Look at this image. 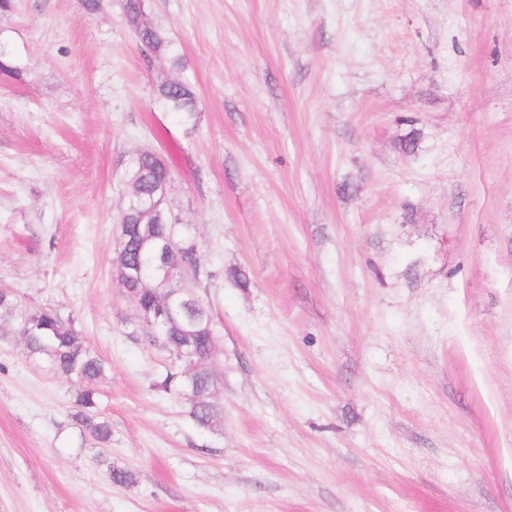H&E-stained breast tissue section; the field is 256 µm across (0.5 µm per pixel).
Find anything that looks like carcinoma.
Segmentation results:
<instances>
[{
	"label": "carcinoma",
	"instance_id": "obj_1",
	"mask_svg": "<svg viewBox=\"0 0 512 512\" xmlns=\"http://www.w3.org/2000/svg\"><path fill=\"white\" fill-rule=\"evenodd\" d=\"M124 15L127 25L137 30L140 43L154 55L166 56L171 65L182 68V55L173 47L165 34L153 22L140 20L141 5L138 0H126ZM156 101L160 107L172 112L183 124L196 123L195 93L192 86L180 79L163 81L156 87ZM167 170L159 160L148 153H136L125 174L124 207L119 221L127 225L120 260L137 266L146 278L142 301L153 303L168 296L164 287L150 279L156 257L149 242L170 235L173 227L164 199L156 198L155 209L148 211L142 203L155 198L156 191L166 180ZM186 297L198 304L201 315L189 326H174L163 336H146L149 343L164 349L169 364L157 383L166 393L184 394L190 388L191 415L205 429H214L223 422L221 409L213 401L214 379L205 371L187 379L181 374V362L175 351L186 350L197 358H204L209 347L208 323L212 319L207 303L191 290ZM0 312L12 320L13 332L23 342L30 357L50 367L51 371L83 385L77 394L78 419L85 430L99 443L111 438V428L99 413L100 393L92 384L102 379L106 372L105 361L88 347L70 320H65L51 307L28 308L18 304L13 294L0 291Z\"/></svg>",
	"mask_w": 512,
	"mask_h": 512
}]
</instances>
